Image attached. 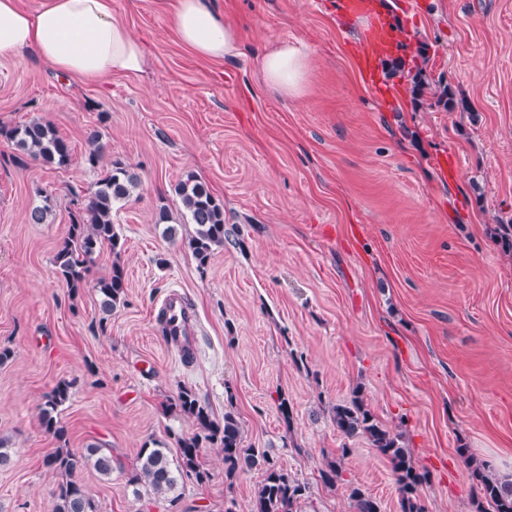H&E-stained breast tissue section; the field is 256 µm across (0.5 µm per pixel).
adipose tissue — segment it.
<instances>
[{
	"mask_svg": "<svg viewBox=\"0 0 512 512\" xmlns=\"http://www.w3.org/2000/svg\"><path fill=\"white\" fill-rule=\"evenodd\" d=\"M181 43L198 56L233 54L237 32L207 0H177L171 18ZM33 54L53 70L86 80L134 73L144 62L141 42L112 14V0H41L29 10L20 0H0V58ZM305 56L281 43L263 57L265 83L286 96L302 92Z\"/></svg>",
	"mask_w": 512,
	"mask_h": 512,
	"instance_id": "1",
	"label": "adipose tissue"
}]
</instances>
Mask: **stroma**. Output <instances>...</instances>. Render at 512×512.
I'll return each instance as SVG.
<instances>
[{"mask_svg": "<svg viewBox=\"0 0 512 512\" xmlns=\"http://www.w3.org/2000/svg\"><path fill=\"white\" fill-rule=\"evenodd\" d=\"M173 0H112L146 47L141 71L87 82L33 55L0 58V126L51 122L73 148L68 168L17 162L0 136V512H54L61 477L44 464L58 446L40 422L57 382H71L60 422L75 452L111 449L117 468L79 478L99 512H137L125 472L146 443L174 444L191 419L167 399L192 388L215 419L238 412L246 444L308 484L300 512H353L356 485L399 512L391 469L368 443L334 429L331 406L362 387L372 410L402 431L430 480L426 512H477L476 480L459 449L512 477V0H380L397 57L427 48V70L471 109L449 112L403 79L363 80L357 48L367 16L340 0H208L239 41L204 61L171 29ZM307 56L304 93L284 97L262 78L278 43ZM104 145L87 161L86 134ZM119 161L141 181L116 203L126 251L127 304L103 315L93 280L71 294L53 257L71 200ZM194 173L224 202L226 238L206 271L158 224L177 213L175 184ZM52 197L54 215L29 223ZM179 289L194 309L199 350L180 364L157 319ZM293 407L292 423L277 410ZM347 456H340V448ZM185 484L177 512H252L258 474L224 480L223 455ZM342 459L325 487L320 472Z\"/></svg>", "mask_w": 512, "mask_h": 512, "instance_id": "35a3bbf8", "label": "stroma"}]
</instances>
